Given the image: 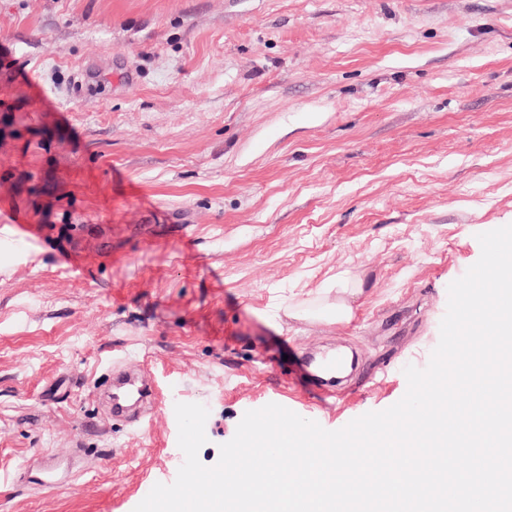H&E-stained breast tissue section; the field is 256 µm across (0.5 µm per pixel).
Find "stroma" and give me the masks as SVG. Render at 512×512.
Listing matches in <instances>:
<instances>
[{
    "instance_id": "35a3bbf8",
    "label": "stroma",
    "mask_w": 512,
    "mask_h": 512,
    "mask_svg": "<svg viewBox=\"0 0 512 512\" xmlns=\"http://www.w3.org/2000/svg\"><path fill=\"white\" fill-rule=\"evenodd\" d=\"M509 224L512 0H0V512H133L179 402L208 467L270 403L389 408ZM336 348L325 392L302 360ZM48 456L75 478L21 484Z\"/></svg>"
}]
</instances>
